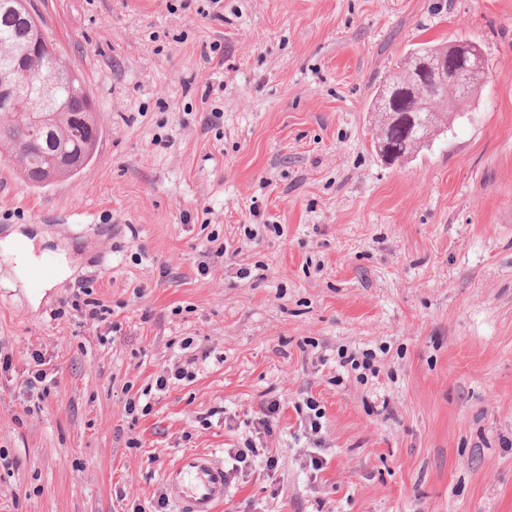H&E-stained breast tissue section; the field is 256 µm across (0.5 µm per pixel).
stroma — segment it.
Segmentation results:
<instances>
[{"instance_id": "obj_1", "label": "stroma", "mask_w": 512, "mask_h": 512, "mask_svg": "<svg viewBox=\"0 0 512 512\" xmlns=\"http://www.w3.org/2000/svg\"><path fill=\"white\" fill-rule=\"evenodd\" d=\"M33 3L104 131L56 185L0 162V239L68 267L40 289L0 259V512H134L182 452L250 437L280 467L236 475L221 512H512V0ZM457 36L485 84L385 162L375 89ZM83 288L104 321L70 309ZM36 350L61 377L43 401ZM177 360L192 378L158 391Z\"/></svg>"}]
</instances>
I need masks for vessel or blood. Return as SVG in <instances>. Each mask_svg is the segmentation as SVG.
Wrapping results in <instances>:
<instances>
[{
    "label": "vessel or blood",
    "instance_id": "obj_1",
    "mask_svg": "<svg viewBox=\"0 0 512 512\" xmlns=\"http://www.w3.org/2000/svg\"><path fill=\"white\" fill-rule=\"evenodd\" d=\"M164 485L177 512H218L229 480L211 455L188 451L165 471Z\"/></svg>",
    "mask_w": 512,
    "mask_h": 512
}]
</instances>
